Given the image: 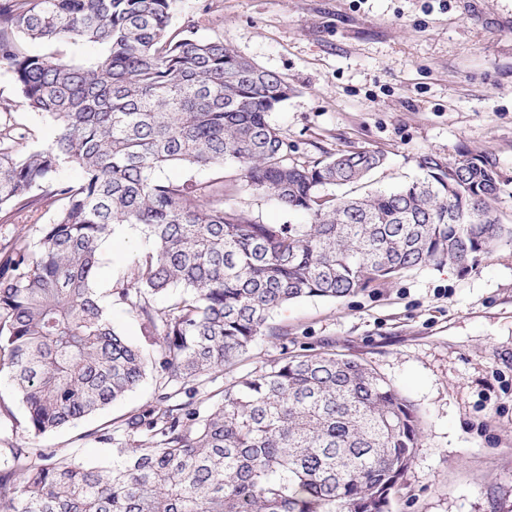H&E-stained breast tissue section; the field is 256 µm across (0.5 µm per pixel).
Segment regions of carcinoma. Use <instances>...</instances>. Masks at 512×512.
Masks as SVG:
<instances>
[{"instance_id":"carcinoma-1","label":"carcinoma","mask_w":512,"mask_h":512,"mask_svg":"<svg viewBox=\"0 0 512 512\" xmlns=\"http://www.w3.org/2000/svg\"><path fill=\"white\" fill-rule=\"evenodd\" d=\"M178 0H0V66L59 133L43 146L0 120V222L57 206L38 241L0 244V372L36 439L133 391L152 364L153 400L112 428V468L4 437L0 512H389L420 445V417L368 364L290 355L199 386L303 299L346 298L411 269L466 270L512 243L494 203L492 156L428 155L421 177L362 195L376 151L291 162L269 115L293 93L280 75L193 25L170 31ZM76 37L103 48L89 65L33 55ZM238 165L247 185L309 224H258L224 207V186L171 182L166 164ZM77 166L78 182L59 177ZM345 189L340 195L325 189ZM141 227L149 250L114 292L145 344L110 321L95 288L102 244Z\"/></svg>"}]
</instances>
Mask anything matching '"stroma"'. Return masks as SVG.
<instances>
[{
    "label": "stroma",
    "mask_w": 512,
    "mask_h": 512,
    "mask_svg": "<svg viewBox=\"0 0 512 512\" xmlns=\"http://www.w3.org/2000/svg\"><path fill=\"white\" fill-rule=\"evenodd\" d=\"M287 79L293 94L270 122L289 160L311 164L353 149L386 157L371 178L393 189L429 154L495 156L506 177L495 209L512 222V0H179L173 28ZM0 99L37 145L58 129L28 107L0 67ZM160 178L225 186L224 205L260 224H302L246 186L237 165L164 167ZM149 247L116 227L102 247L97 288L122 287ZM287 344L259 337L236 374L293 353L335 352L374 368L420 415L421 445L390 512H512V243L466 272L426 266L338 300L308 298L274 312ZM154 375L126 397L38 438L39 447L108 469L112 451L88 439L152 400Z\"/></svg>",
    "instance_id": "1"
}]
</instances>
